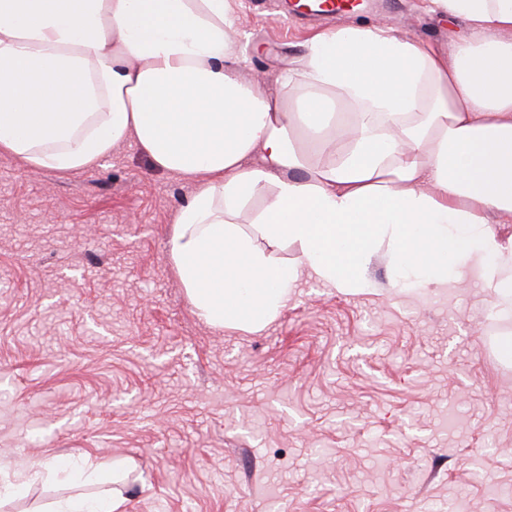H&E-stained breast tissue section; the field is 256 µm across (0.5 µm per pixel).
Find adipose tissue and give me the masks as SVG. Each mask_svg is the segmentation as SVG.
I'll return each mask as SVG.
<instances>
[{
  "label": "adipose tissue",
  "instance_id": "ef3b65f1",
  "mask_svg": "<svg viewBox=\"0 0 512 512\" xmlns=\"http://www.w3.org/2000/svg\"><path fill=\"white\" fill-rule=\"evenodd\" d=\"M431 5L466 24L448 50L341 25L275 95L240 77L236 0H0V154L70 173L132 143L191 183L166 249L215 329L263 330L304 270L360 292L382 248L402 288L469 268L512 311V235L490 221L512 220V0ZM284 243L296 263L274 255ZM45 471L72 493L43 512H121L101 467Z\"/></svg>",
  "mask_w": 512,
  "mask_h": 512
}]
</instances>
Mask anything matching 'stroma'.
<instances>
[{
  "label": "stroma",
  "instance_id": "1",
  "mask_svg": "<svg viewBox=\"0 0 512 512\" xmlns=\"http://www.w3.org/2000/svg\"><path fill=\"white\" fill-rule=\"evenodd\" d=\"M447 49L428 0L333 21L241 0V75L274 87L334 24ZM191 193L135 145L62 176L0 156V480L83 455L125 512H512V363L476 273L397 286L384 251L345 294L308 274L259 333L214 329L166 252Z\"/></svg>",
  "mask_w": 512,
  "mask_h": 512
}]
</instances>
